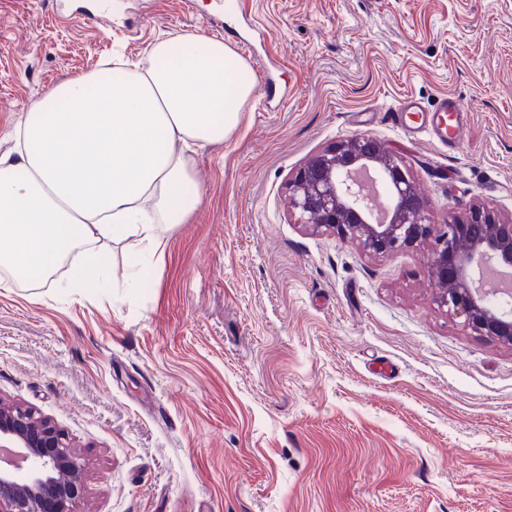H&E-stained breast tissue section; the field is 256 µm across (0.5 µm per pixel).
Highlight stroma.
Returning <instances> with one entry per match:
<instances>
[{
  "label": "stroma",
  "instance_id": "1",
  "mask_svg": "<svg viewBox=\"0 0 512 512\" xmlns=\"http://www.w3.org/2000/svg\"><path fill=\"white\" fill-rule=\"evenodd\" d=\"M0 0V155L30 103L159 37L250 38L242 120L193 154L203 202L164 232L144 287L134 240L106 288L70 263L0 288V398L88 463L77 512H512V346L436 302L416 248L373 257L299 224L292 174L363 134L399 155L428 223L512 217V0ZM464 109L454 150L384 112Z\"/></svg>",
  "mask_w": 512,
  "mask_h": 512
}]
</instances>
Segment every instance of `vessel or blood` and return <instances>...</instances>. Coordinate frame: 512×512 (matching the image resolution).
Instances as JSON below:
<instances>
[{
    "instance_id": "1",
    "label": "vessel or blood",
    "mask_w": 512,
    "mask_h": 512,
    "mask_svg": "<svg viewBox=\"0 0 512 512\" xmlns=\"http://www.w3.org/2000/svg\"><path fill=\"white\" fill-rule=\"evenodd\" d=\"M463 118V109L458 101L447 95L428 106L408 95L388 114L393 126L400 128L407 125L415 132L429 130L435 144L450 148L458 140Z\"/></svg>"
}]
</instances>
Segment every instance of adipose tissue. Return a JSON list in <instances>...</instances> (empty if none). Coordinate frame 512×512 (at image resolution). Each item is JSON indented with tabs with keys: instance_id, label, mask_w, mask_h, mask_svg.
<instances>
[{
	"instance_id": "adipose-tissue-1",
	"label": "adipose tissue",
	"mask_w": 512,
	"mask_h": 512,
	"mask_svg": "<svg viewBox=\"0 0 512 512\" xmlns=\"http://www.w3.org/2000/svg\"><path fill=\"white\" fill-rule=\"evenodd\" d=\"M253 92L223 40L175 34L132 63L81 74L34 101L0 156V269L42 275L74 249L70 285L102 287L91 243L163 246L162 225L202 203L192 149L223 142Z\"/></svg>"
}]
</instances>
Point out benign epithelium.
Instances as JSON below:
<instances>
[{
	"mask_svg": "<svg viewBox=\"0 0 512 512\" xmlns=\"http://www.w3.org/2000/svg\"><path fill=\"white\" fill-rule=\"evenodd\" d=\"M372 169L392 193L388 217L372 223L364 210L373 198L359 174ZM297 221L338 236L355 238L371 256L430 246L428 267L439 284L437 305L463 318L464 327L512 346V309L486 300L475 275L490 264L512 277V220L501 222L484 206L471 205L450 224H428L425 202L406 165L365 135L324 148L299 168L288 183ZM25 450L31 461L26 478L13 469ZM0 512H76L86 488L81 457L66 434L36 411L0 399Z\"/></svg>",
	"mask_w": 512,
	"mask_h": 512,
	"instance_id": "obj_1",
	"label": "benign epithelium"
}]
</instances>
